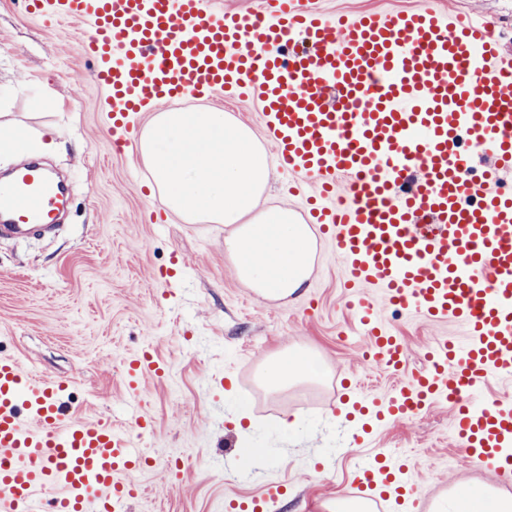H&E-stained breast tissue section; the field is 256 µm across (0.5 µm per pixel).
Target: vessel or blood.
Returning a JSON list of instances; mask_svg holds the SVG:
<instances>
[{
  "mask_svg": "<svg viewBox=\"0 0 512 512\" xmlns=\"http://www.w3.org/2000/svg\"><path fill=\"white\" fill-rule=\"evenodd\" d=\"M31 15L87 28L91 78L113 103L111 151L131 113L189 95L254 103L290 195L336 244L363 357L402 372L382 415L443 404L468 461L512 483V53L485 21L425 6L327 13L313 0L223 11L220 0H28ZM492 158L479 166L478 151ZM64 189L39 163L0 183V235L58 221ZM386 303L467 339H441L425 366L384 321ZM160 367L130 359L128 393ZM66 383L0 357V512H122L141 453L110 423L77 420ZM376 455L362 492L407 473Z\"/></svg>",
  "mask_w": 512,
  "mask_h": 512,
  "instance_id": "b4317fda",
  "label": "vessel or blood"
}]
</instances>
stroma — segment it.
<instances>
[{"instance_id": "1", "label": "stroma", "mask_w": 512, "mask_h": 512, "mask_svg": "<svg viewBox=\"0 0 512 512\" xmlns=\"http://www.w3.org/2000/svg\"><path fill=\"white\" fill-rule=\"evenodd\" d=\"M446 11L485 17L512 51V0H440ZM78 23L38 19L19 0H0V113L11 135L54 146L38 156L69 171L67 219L54 235L0 240V357L69 384L75 417L110 421L151 463L134 472L142 488L126 512H224L286 484L267 512H327L349 497L358 463L376 453L410 460L427 473L422 503L450 487L475 485L511 497L493 472L454 462L453 413L436 405L364 433L354 410L360 398H383L397 382L368 364L346 307L348 288L336 249L318 235V258L305 288L285 300L257 297L224 256L225 228L186 224L168 214L133 149L107 146L108 99L92 82ZM224 109L263 137L248 101L187 97L170 106ZM393 331L409 348V369L421 368L435 339L461 338L456 323L435 325L387 309ZM312 355L314 382L278 392L244 393L270 354ZM163 366L146 379L140 400L125 392V363L142 352ZM298 415L284 433L279 423ZM148 420L140 430L137 417ZM263 449L244 460L236 444Z\"/></svg>"}]
</instances>
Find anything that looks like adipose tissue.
I'll return each mask as SVG.
<instances>
[{
	"label": "adipose tissue",
	"instance_id": "1",
	"mask_svg": "<svg viewBox=\"0 0 512 512\" xmlns=\"http://www.w3.org/2000/svg\"><path fill=\"white\" fill-rule=\"evenodd\" d=\"M137 151L169 211L188 224L225 226L224 254L247 288L279 300L309 282L314 230L294 210L268 204L270 158L249 126L215 108L157 112ZM308 377L306 359L288 350L267 357L261 369L272 390Z\"/></svg>",
	"mask_w": 512,
	"mask_h": 512
}]
</instances>
